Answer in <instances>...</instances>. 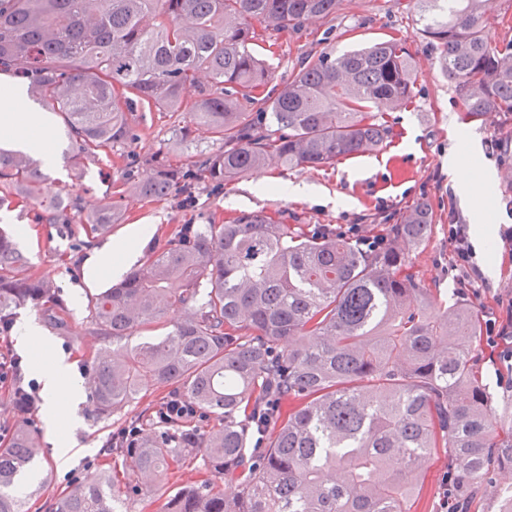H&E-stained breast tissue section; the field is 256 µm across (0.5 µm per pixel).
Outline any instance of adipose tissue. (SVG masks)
I'll use <instances>...</instances> for the list:
<instances>
[{"instance_id": "ef3b65f1", "label": "adipose tissue", "mask_w": 512, "mask_h": 512, "mask_svg": "<svg viewBox=\"0 0 512 512\" xmlns=\"http://www.w3.org/2000/svg\"><path fill=\"white\" fill-rule=\"evenodd\" d=\"M38 120L32 116L22 92L15 91L0 97V144L38 154L46 165H53L54 154L45 149L36 129ZM154 225L139 224L126 236L113 240L108 247L96 252L86 266V275L94 279L102 273L119 272L123 265L135 258L141 239L151 237ZM44 355L35 364L34 371L41 384L45 400V419L48 438L57 448L58 460H66L75 443L62 433L70 424L74 407L81 401L83 391L75 382L72 366L64 356L54 353L51 345H44Z\"/></svg>"}]
</instances>
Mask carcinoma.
<instances>
[{
	"label": "carcinoma",
	"mask_w": 512,
	"mask_h": 512,
	"mask_svg": "<svg viewBox=\"0 0 512 512\" xmlns=\"http://www.w3.org/2000/svg\"><path fill=\"white\" fill-rule=\"evenodd\" d=\"M340 0H0V72L64 115L75 158L132 149L136 107L183 113L181 137L202 125L217 148L186 166L161 159L151 177L128 159L122 192L142 198L222 186L275 155L288 167L330 168L390 135L387 113L411 99L405 44L384 41L311 58L280 89L252 47ZM423 32L473 120L512 119V43L487 31L493 0H418ZM193 86L197 96L184 98ZM27 153L0 150V209L38 206L43 224L79 223L93 238L112 204L86 211ZM424 205L366 252L336 230L244 213L231 224H180L169 245L101 292L91 325L107 345L87 376L110 415L139 399L143 380L175 386L196 415L128 422L112 451L132 461L118 489L100 470L70 485L55 512H117L119 498L154 503L170 471L198 473L159 512H410L434 448L448 449L456 512L474 500L512 512V425L497 432V398L478 371L479 313L432 296L408 250L429 235ZM32 305L65 333L56 283L29 272L0 234V330ZM184 315L173 323L167 310ZM19 429L0 448V512H24L15 484L38 456ZM238 488L224 496V482Z\"/></svg>",
	"instance_id": "obj_1"
}]
</instances>
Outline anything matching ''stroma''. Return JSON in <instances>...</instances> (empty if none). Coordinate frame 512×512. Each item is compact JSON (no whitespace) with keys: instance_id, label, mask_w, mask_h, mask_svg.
<instances>
[{"instance_id":"obj_1","label":"stroma","mask_w":512,"mask_h":512,"mask_svg":"<svg viewBox=\"0 0 512 512\" xmlns=\"http://www.w3.org/2000/svg\"><path fill=\"white\" fill-rule=\"evenodd\" d=\"M390 38L407 43L416 80L411 103L391 112L392 133L376 152L341 159L327 170L290 168L273 157L262 173L276 178V186L256 188L262 173L254 172L219 188L205 183L187 209L172 198L144 199L122 193L120 181L127 164L122 148L102 161L86 163L83 177H73L68 162L72 145L61 114L32 102L33 111L42 112L45 118L43 135L58 158L57 165L47 171L51 189H62L70 199L84 205L112 201L118 212V220L109 231L90 239L81 232H62L50 224L34 223L35 210L31 207L0 211V230L14 237L28 257L31 272L52 277L62 290L68 334L47 323L42 329L54 351L72 361L77 379H84L91 356L104 344L89 324L91 304L116 281L115 276L105 273L96 282L85 284L84 261L112 239L127 235L139 222L156 227L154 235L139 247L136 261L141 264L150 251L168 246L178 225L189 222L228 223L241 214L255 212L288 224H326L339 231L357 224L369 234L381 236L391 225L400 223L406 211L422 204L432 224L428 239L411 254L413 273L438 298L464 300L485 318L496 311L497 295L512 292V249L504 246L501 238H494L491 253L497 261L495 274L483 276L477 293L460 294L449 269L452 248L448 226L454 222L471 224L470 211L474 208L485 210L496 230L512 226V180L500 178L501 173L512 169V143L503 151L491 147L492 142L512 136V120L489 117L464 122L462 102L441 70L437 50L422 33L416 0H340L335 14L282 31L274 45L259 44L258 52L269 67L272 86L280 88L307 57L322 53L337 56ZM129 118L140 134L136 151L141 158V175L150 174L153 158L166 156L174 164L188 163L214 147L202 126L195 127L189 139H180L169 112L140 109ZM470 137L477 142L476 154L467 159L472 174L490 168L498 178L489 196H474L466 205L449 181L448 154L454 148L465 149ZM286 183L308 185L312 192L305 197L288 195L281 190ZM161 395V390L148 387L143 400L106 418L97 417L92 401L84 400L72 434L78 451L62 466L48 442L43 411H35L25 420L14 417L7 408L13 390L0 388V427L33 430L43 450L26 484L28 512H51L61 488L99 469L109 467L117 476H126L125 459L104 454L103 445ZM447 475V449H433L412 497L413 512H441Z\"/></svg>"}]
</instances>
